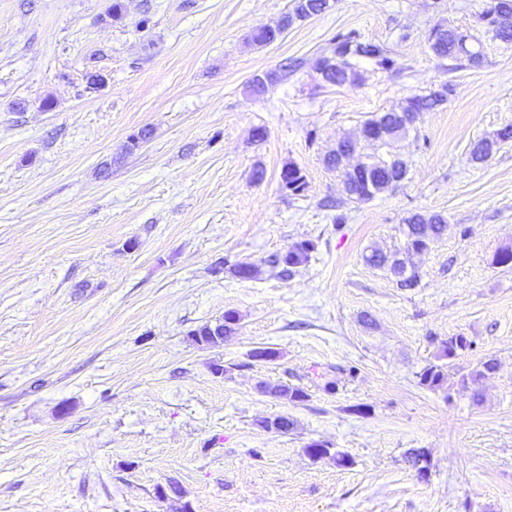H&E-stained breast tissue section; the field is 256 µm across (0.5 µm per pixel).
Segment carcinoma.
Here are the masks:
<instances>
[{"label":"carcinoma","instance_id":"obj_1","mask_svg":"<svg viewBox=\"0 0 512 512\" xmlns=\"http://www.w3.org/2000/svg\"><path fill=\"white\" fill-rule=\"evenodd\" d=\"M327 9V0H292L291 9L282 17V23L273 28L265 27L259 33L251 35V42L257 46H265L276 41L283 30L297 20H304L312 15H318ZM479 19L490 27L493 37L501 41H512V0H489V3L479 14ZM430 48L439 58L455 62L462 60L473 67H479L484 61V55L480 49L469 47L463 48V35L455 29L436 27L429 36ZM324 52L335 57V63L325 73V79L331 86H342L349 81L358 82L361 74L358 70V61L368 59L385 71L393 67L391 50L384 44L372 41H365L360 34L354 30L337 33L329 42ZM451 86L444 84L438 90H433L427 95H415L410 98V105L398 108L400 112H430L448 101ZM363 127L369 129L383 128L386 132V139L382 147L391 146V142L401 138L408 133V128L395 111L382 112L368 118ZM357 141L345 139L340 141L336 150L329 153L325 163L330 168H337V154L356 151ZM493 153V145L482 139L476 143L470 152V161L482 163ZM408 163L397 154H386L381 164L373 165L365 171H358L354 174L346 172L343 174V191L348 199L354 202H366L377 195L389 190L396 184V180L406 178ZM281 186L284 190L295 196H301L307 189L306 177L301 169L292 163L286 164L281 170ZM448 230L447 218L439 213L416 212L403 220V233L406 238L405 257L399 258L395 255L389 256L379 249H374L365 255L367 264L388 268L397 284L404 289H412L418 286L420 276L413 263L411 256L419 254L439 240ZM317 250V242L312 239H305L295 244L286 254L273 255L267 259V263L278 270V275L283 279L290 278L294 269L305 265L311 259L312 254ZM239 318L233 311L224 313V320L212 325L204 323L189 332L191 336H216L218 334L229 337L235 333V326ZM472 342L465 336H450L441 342L436 355L437 362L427 365L418 374L419 384L435 389L443 386L447 380L446 361L451 360L460 353L470 349ZM259 389L275 398L288 400L292 403H300L306 400L308 393L304 388L280 382L271 384L263 382ZM260 426L267 430H275L281 433H288L295 429V421L286 416L280 415L273 419L260 421ZM306 451L309 455L323 458L330 456L339 466L350 464L348 455L340 452L330 453V448L320 442L310 443Z\"/></svg>","mask_w":512,"mask_h":512}]
</instances>
